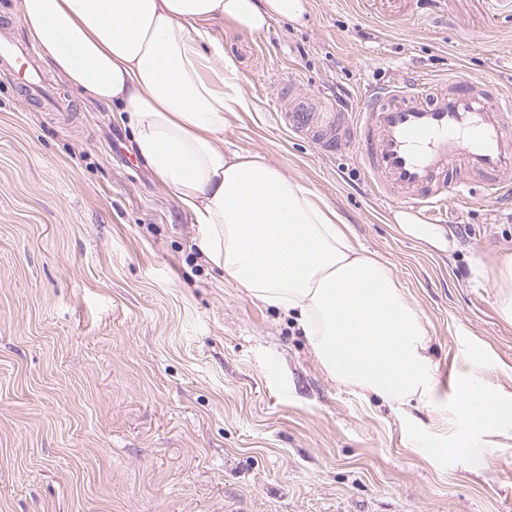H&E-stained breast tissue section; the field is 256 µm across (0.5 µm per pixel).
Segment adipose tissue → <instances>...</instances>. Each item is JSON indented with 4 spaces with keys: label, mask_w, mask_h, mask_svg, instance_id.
I'll return each mask as SVG.
<instances>
[{
    "label": "adipose tissue",
    "mask_w": 512,
    "mask_h": 512,
    "mask_svg": "<svg viewBox=\"0 0 512 512\" xmlns=\"http://www.w3.org/2000/svg\"><path fill=\"white\" fill-rule=\"evenodd\" d=\"M20 12L53 71L123 114L134 153L196 224L205 258L295 316L328 377L389 402L432 399L426 328L391 267L265 154L224 145V115L243 98L210 23L301 25L305 0H20ZM393 219L436 250L457 247L407 211ZM497 369L484 346L466 354L447 406L449 453L512 443V389Z\"/></svg>",
    "instance_id": "obj_1"
}]
</instances>
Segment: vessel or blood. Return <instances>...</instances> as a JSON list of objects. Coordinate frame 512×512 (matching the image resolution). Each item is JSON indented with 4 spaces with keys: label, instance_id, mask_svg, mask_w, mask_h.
Segmentation results:
<instances>
[{
    "label": "vessel or blood",
    "instance_id": "vessel-or-blood-1",
    "mask_svg": "<svg viewBox=\"0 0 512 512\" xmlns=\"http://www.w3.org/2000/svg\"><path fill=\"white\" fill-rule=\"evenodd\" d=\"M30 44L0 41V60L13 62L9 81L34 95L45 82ZM278 116L291 133L321 149L352 142L366 175L384 199L400 198L428 221L441 218L449 196L465 197L470 176L485 175V193L512 190V94L456 72L448 80L409 78L370 91L352 112L335 99L321 110L286 97Z\"/></svg>",
    "mask_w": 512,
    "mask_h": 512
}]
</instances>
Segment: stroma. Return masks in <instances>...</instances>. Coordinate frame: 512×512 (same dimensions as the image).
<instances>
[{"instance_id":"35a3bbf8","label":"stroma","mask_w":512,"mask_h":512,"mask_svg":"<svg viewBox=\"0 0 512 512\" xmlns=\"http://www.w3.org/2000/svg\"><path fill=\"white\" fill-rule=\"evenodd\" d=\"M305 25L211 23L244 104L224 143L312 190L418 307L431 402L329 378L300 325L222 279L189 215L130 151L118 114L62 77L56 112L0 79V512H512V447L437 456L471 343L512 385L492 266L512 195L449 198L453 254L403 235L352 146L277 118L281 86L358 107L367 90L456 69L512 89V0H308Z\"/></svg>"}]
</instances>
